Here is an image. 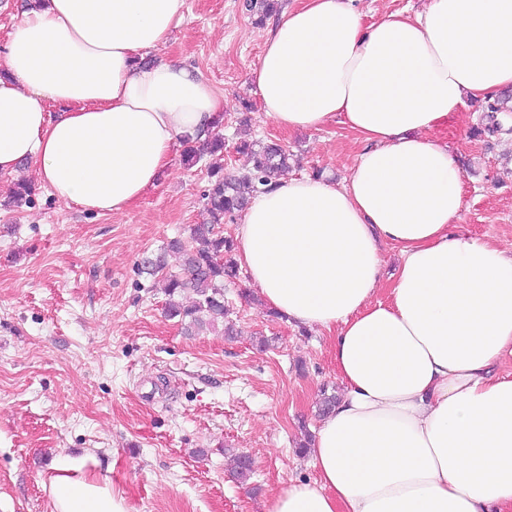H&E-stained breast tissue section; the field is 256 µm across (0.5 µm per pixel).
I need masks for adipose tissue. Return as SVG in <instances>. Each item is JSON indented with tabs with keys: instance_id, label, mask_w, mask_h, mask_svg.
Here are the masks:
<instances>
[{
	"instance_id": "ef3b65f1",
	"label": "adipose tissue",
	"mask_w": 512,
	"mask_h": 512,
	"mask_svg": "<svg viewBox=\"0 0 512 512\" xmlns=\"http://www.w3.org/2000/svg\"><path fill=\"white\" fill-rule=\"evenodd\" d=\"M184 0H38L0 59V173L33 162L60 200L120 213L173 148L205 139L222 98L191 69L135 67ZM285 131L333 120L365 148L336 185L282 176L236 231L249 283L290 324L335 331L343 392L310 448L318 472L270 512H512V249L451 233L462 175L428 133L512 88V0H426L365 23L350 0H303L253 70ZM57 113H50L49 105ZM397 249L376 300L380 243ZM51 512H129L108 478L62 455Z\"/></svg>"
}]
</instances>
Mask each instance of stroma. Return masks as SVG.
<instances>
[{
	"instance_id": "35a3bbf8",
	"label": "stroma",
	"mask_w": 512,
	"mask_h": 512,
	"mask_svg": "<svg viewBox=\"0 0 512 512\" xmlns=\"http://www.w3.org/2000/svg\"><path fill=\"white\" fill-rule=\"evenodd\" d=\"M274 18L243 0H185L184 18L145 61L198 71L224 98V170L237 144L280 140L290 175L340 184L363 145L344 125L286 132L261 108L251 70ZM486 104L467 101L431 131L462 172L457 230L512 246V116L483 133ZM182 148L129 210L97 215L60 201L34 163L0 174V512H50L44 482L62 454L109 478L131 512H268L288 484L316 477L296 444L341 392L330 333L269 315L239 273L225 288L235 338L187 335L168 318L162 282L137 265L205 219L207 167ZM29 203L9 202L16 180ZM267 347H260V339ZM251 458L239 482L232 457Z\"/></svg>"
}]
</instances>
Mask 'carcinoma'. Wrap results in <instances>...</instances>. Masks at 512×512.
Segmentation results:
<instances>
[{
    "label": "carcinoma",
    "instance_id": "obj_1",
    "mask_svg": "<svg viewBox=\"0 0 512 512\" xmlns=\"http://www.w3.org/2000/svg\"><path fill=\"white\" fill-rule=\"evenodd\" d=\"M245 7L251 15L262 20L277 11L278 0H245ZM486 112L488 123L484 130L493 134L500 128L497 114L512 112V106H506L497 98L487 102ZM238 150L250 154L252 167L239 175L226 176L223 138L213 136L185 143L183 161L186 165L194 166L206 157L211 159L209 181L203 194L209 221L191 225L189 241L171 240L167 250L140 262L142 272L166 280L169 296L166 312L170 318L190 330L219 331L226 336L233 335V325L228 320L230 310L224 302V282L236 278L237 264L230 258L234 241L224 236V220L238 216L261 188L275 182L290 160L288 149L275 140L265 143L242 141ZM169 251L180 254L183 274L166 273ZM187 290L195 294L192 304L184 305L174 300Z\"/></svg>",
    "mask_w": 512,
    "mask_h": 512
}]
</instances>
